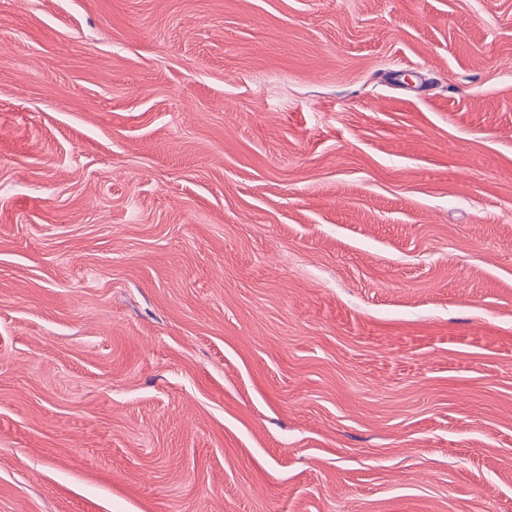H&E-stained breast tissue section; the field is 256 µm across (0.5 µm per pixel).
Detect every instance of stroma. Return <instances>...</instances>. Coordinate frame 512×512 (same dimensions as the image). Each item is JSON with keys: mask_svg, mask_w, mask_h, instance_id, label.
I'll return each mask as SVG.
<instances>
[{"mask_svg": "<svg viewBox=\"0 0 512 512\" xmlns=\"http://www.w3.org/2000/svg\"><path fill=\"white\" fill-rule=\"evenodd\" d=\"M0 512H512V0H0Z\"/></svg>", "mask_w": 512, "mask_h": 512, "instance_id": "stroma-1", "label": "stroma"}]
</instances>
